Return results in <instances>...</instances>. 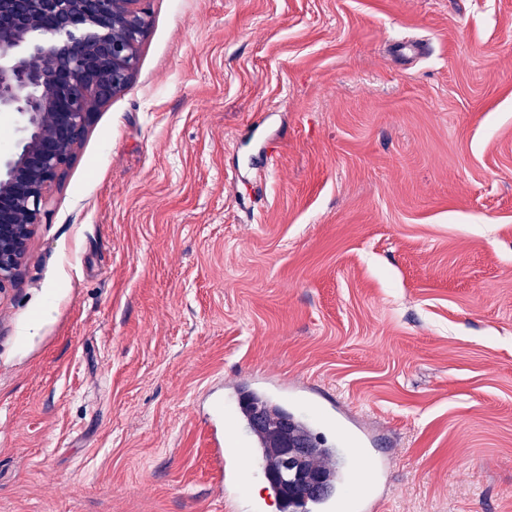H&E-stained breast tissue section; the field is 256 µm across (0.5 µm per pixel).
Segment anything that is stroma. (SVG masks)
<instances>
[{"label":"stroma","mask_w":512,"mask_h":512,"mask_svg":"<svg viewBox=\"0 0 512 512\" xmlns=\"http://www.w3.org/2000/svg\"><path fill=\"white\" fill-rule=\"evenodd\" d=\"M148 7L0 294V512H278L214 479L248 390L384 512H512V0ZM374 470V463L357 451H351L341 481L348 494L358 497L357 506L361 512L376 510L377 501L371 496L368 479Z\"/></svg>","instance_id":"35a3bbf8"}]
</instances>
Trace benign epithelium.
<instances>
[{
	"mask_svg": "<svg viewBox=\"0 0 512 512\" xmlns=\"http://www.w3.org/2000/svg\"><path fill=\"white\" fill-rule=\"evenodd\" d=\"M148 0H0V114L16 139L0 152V292L22 273L47 196L74 161L98 111L133 79ZM264 476L282 507L327 491L314 452L283 426Z\"/></svg>",
	"mask_w": 512,
	"mask_h": 512,
	"instance_id": "benign-epithelium-1",
	"label": "benign epithelium"
}]
</instances>
